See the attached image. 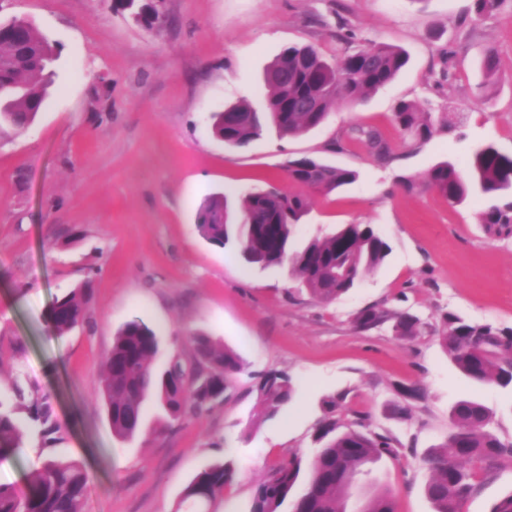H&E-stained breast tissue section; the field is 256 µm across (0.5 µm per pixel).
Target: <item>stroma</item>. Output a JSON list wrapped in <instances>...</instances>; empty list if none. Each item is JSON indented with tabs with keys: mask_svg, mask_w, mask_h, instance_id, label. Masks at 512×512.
I'll return each instance as SVG.
<instances>
[{
	"mask_svg": "<svg viewBox=\"0 0 512 512\" xmlns=\"http://www.w3.org/2000/svg\"><path fill=\"white\" fill-rule=\"evenodd\" d=\"M162 27L136 22L111 0H0V22L18 18L58 48L52 84L34 123L0 138V388L20 382L48 394L62 428L44 448L29 437L0 464V483L31 485L46 454L81 462L90 479L84 512H175L180 493L208 462L232 457L234 482L212 512H249L270 467L315 451L322 401L342 396L370 428L389 434L398 458H382L371 482L394 493L395 512H432L423 493L425 452L448 436V411L474 398L492 407L494 430L512 441V392L467 381L441 347L443 316L512 327V240L484 232L474 201L454 205L432 190L406 192L450 158L468 169L488 141L512 153V0L471 16V0H156ZM344 17L355 44L407 52L406 69L358 104L338 102L329 120L300 137L267 130L248 149L210 133L212 113L240 101L262 108L265 70L293 43L340 59ZM498 56L493 75L481 60ZM450 114V130L413 151L391 122L397 101ZM378 128L394 158L376 160L352 138ZM341 151L327 148L332 140ZM356 171L331 194H312L293 244L343 224H371L389 241L384 265L335 302L292 294L278 270L244 264L197 229L201 203L237 207L255 187L291 190L286 165L301 156ZM91 288V325L67 336L46 323L55 297ZM421 320L404 340L391 324L357 331L365 307ZM139 320L161 356L191 355L203 332L234 349L242 369L208 414L168 427L156 401L139 437L115 436L97 393L112 338ZM276 370L294 401L267 417L260 376ZM418 385L406 417L392 416L397 385Z\"/></svg>",
	"mask_w": 512,
	"mask_h": 512,
	"instance_id": "35a3bbf8",
	"label": "stroma"
}]
</instances>
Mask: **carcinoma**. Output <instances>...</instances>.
Instances as JSON below:
<instances>
[{"mask_svg": "<svg viewBox=\"0 0 512 512\" xmlns=\"http://www.w3.org/2000/svg\"><path fill=\"white\" fill-rule=\"evenodd\" d=\"M508 0H474L479 18L497 14ZM56 57L54 46L36 34L29 22L13 19L0 23V132L18 134L40 112L46 88L47 67ZM407 54L393 46L368 42L335 62L311 45H290L276 57L266 73V99L262 110L248 102L236 103L213 115L212 133L229 148L244 149L271 125L281 137H298L326 122L340 100L360 102L392 82L407 66ZM392 121L412 150L428 144L439 129H451L448 116L438 119L416 100H402ZM354 139L380 161L393 152L372 128L353 129ZM472 174L466 180L458 165L441 161L424 178V185L448 202L461 204L479 198V222L484 232L499 240L512 239V154L492 142L477 144L471 156ZM288 181L299 190L275 186L254 189L240 200L239 221H234L227 198L215 194L206 199L198 216V228L210 243L225 247L235 242L243 261L259 268L288 267L303 288L316 300L329 304L356 288L362 276L378 269L391 253L387 240L370 224H344L313 237L301 248H292L297 224L308 214V192L329 194L357 178L353 170L302 156L288 161ZM88 285L54 299L47 316L50 332L65 336L90 321ZM393 321L404 339L418 335L420 320L406 311L370 307L354 319L359 331H369ZM193 357H170L161 371L153 364L159 339L153 329L131 321L119 329L98 380L112 432L132 439L141 432L145 403L153 398L173 422L198 418L224 399L230 379L241 370V359L232 349L203 333L191 338ZM442 347L448 361L470 381L512 389V327L474 323L458 315L444 316ZM257 391L272 409L290 403L295 389L288 375L268 371ZM400 400L392 414L404 416L407 401L422 396V388H398ZM29 404L27 420H16V408L7 398ZM326 416L317 428L319 444L302 473V459L294 456L273 468L259 484L249 512H347L344 495L355 481L367 476L382 457H396L390 437L366 429L357 422L341 430L342 405L331 397L324 401ZM495 411L472 399L457 401L449 410L446 441L421 459L429 473L424 494L433 512H462L465 502L498 471L512 468V441L494 431ZM60 423L47 397L34 392L26 398L18 384L0 393V463L20 447L26 436L42 443L57 441ZM236 477L233 460L220 458L198 470L185 486L180 504L188 512H208L209 506ZM306 478L304 490H293ZM88 473L76 460L46 458L34 483L23 490L0 483V512H83ZM361 512H395L393 491L374 486Z\"/></svg>", "mask_w": 512, "mask_h": 512, "instance_id": "obj_1", "label": "carcinoma"}]
</instances>
